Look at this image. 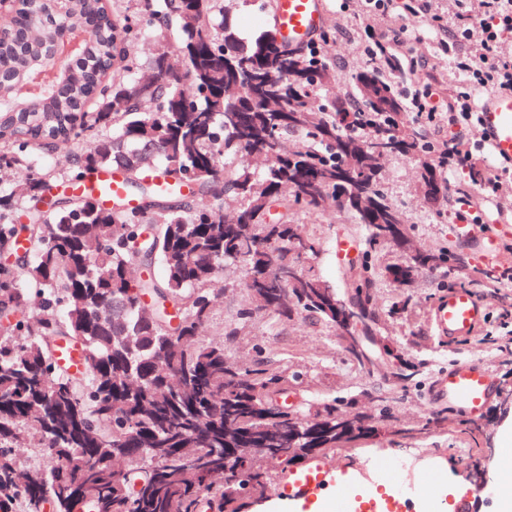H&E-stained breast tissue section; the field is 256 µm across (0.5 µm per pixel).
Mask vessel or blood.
<instances>
[{
  "label": "vessel or blood",
  "mask_w": 512,
  "mask_h": 512,
  "mask_svg": "<svg viewBox=\"0 0 512 512\" xmlns=\"http://www.w3.org/2000/svg\"><path fill=\"white\" fill-rule=\"evenodd\" d=\"M324 0H275L272 34L277 39L304 44L311 41L325 23ZM478 136L498 165L512 164V89H497L481 97L478 106ZM456 234L477 243V251L486 262L500 259L503 245L480 225L462 222ZM485 307L473 292L449 289L434 304L430 320L438 335L459 338L477 333L483 323ZM495 379L476 362H462L435 378L430 390L433 403L457 405L469 418L481 420L495 396ZM351 485L345 473L332 461L319 457L301 470L288 474L280 484V496L310 505L329 504L330 512H372L369 491H362L359 503H351Z\"/></svg>",
  "instance_id": "vessel-or-blood-1"
}]
</instances>
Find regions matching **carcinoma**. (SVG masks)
<instances>
[{"mask_svg":"<svg viewBox=\"0 0 512 512\" xmlns=\"http://www.w3.org/2000/svg\"><path fill=\"white\" fill-rule=\"evenodd\" d=\"M236 2L146 0L140 21L121 24L109 0H72L68 23L96 35L61 94L27 87L36 44L57 29L30 32L25 3L17 36L0 44V62L31 63L0 86V109L19 114L15 125L0 122L10 144L0 188L21 189L29 203L20 227L0 210V244L23 232L33 252L0 267V512H41L47 501L55 512H198L203 501L211 512H241L307 449L326 456L375 428L351 399L306 414L282 408L300 374L237 364L205 338L213 284L235 267L251 299L245 316L339 328L336 289L300 267L321 242L290 220L300 209H339L363 248L344 276L378 324L372 252L408 241L402 210L378 188L380 155L415 159L433 202L438 163L405 129L408 94L386 75L393 56L361 68L357 96L338 100L327 50L285 48L269 30L241 37L230 19ZM141 25L156 52L103 72ZM99 129L73 156L71 177L121 169L137 207L106 206L86 191L43 200L52 174L31 151ZM274 130L301 140L289 150ZM139 262L162 275L135 280ZM447 262L441 249H420L405 265L419 273ZM338 336L361 368L373 367ZM62 342L79 348L81 371L56 364ZM23 447L39 450L42 469L20 466Z\"/></svg>","mask_w":512,"mask_h":512,"instance_id":"carcinoma-1","label":"carcinoma"}]
</instances>
